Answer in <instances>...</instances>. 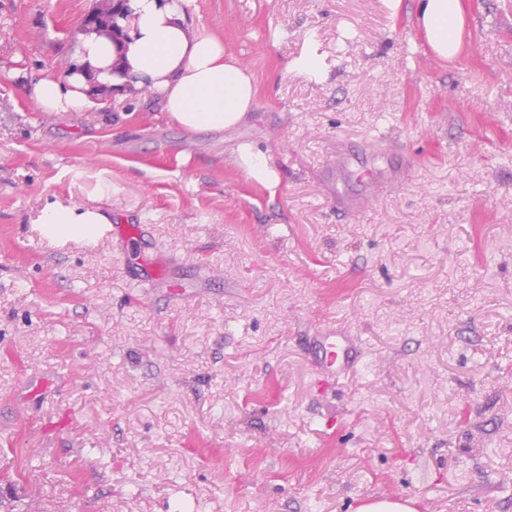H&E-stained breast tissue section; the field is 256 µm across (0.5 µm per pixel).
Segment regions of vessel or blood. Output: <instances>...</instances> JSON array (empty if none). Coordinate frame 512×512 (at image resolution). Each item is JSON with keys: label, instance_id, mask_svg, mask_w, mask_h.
<instances>
[{"label": "vessel or blood", "instance_id": "vessel-or-blood-1", "mask_svg": "<svg viewBox=\"0 0 512 512\" xmlns=\"http://www.w3.org/2000/svg\"><path fill=\"white\" fill-rule=\"evenodd\" d=\"M103 232L126 250L137 248L140 240L139 229L128 224H107ZM313 343L312 363L318 373L330 378L340 377L361 360L356 337L329 321L319 322Z\"/></svg>", "mask_w": 512, "mask_h": 512}]
</instances>
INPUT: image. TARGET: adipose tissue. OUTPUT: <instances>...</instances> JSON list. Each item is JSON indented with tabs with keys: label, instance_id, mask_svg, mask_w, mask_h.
Listing matches in <instances>:
<instances>
[{
	"label": "adipose tissue",
	"instance_id": "obj_1",
	"mask_svg": "<svg viewBox=\"0 0 512 512\" xmlns=\"http://www.w3.org/2000/svg\"><path fill=\"white\" fill-rule=\"evenodd\" d=\"M191 0H129L137 17L122 46L103 36H80L74 54L80 71L66 78H41L33 87L38 108L84 112L94 87L120 101L150 87L161 110L188 131L224 130L239 124L258 92L253 74L224 50V40L206 27L191 28ZM415 21L440 58L456 55L465 27L462 0H416ZM61 238L84 236L106 218L90 209L50 206L42 215Z\"/></svg>",
	"mask_w": 512,
	"mask_h": 512
}]
</instances>
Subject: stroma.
<instances>
[{
    "label": "stroma",
    "instance_id": "35a3bbf8",
    "mask_svg": "<svg viewBox=\"0 0 512 512\" xmlns=\"http://www.w3.org/2000/svg\"><path fill=\"white\" fill-rule=\"evenodd\" d=\"M95 0H0V471L16 512H512V0L436 57L414 0H192L258 93L190 132L105 94L43 112ZM315 57L306 72L295 63ZM265 152L266 187L239 166ZM393 181L370 194L360 174ZM142 224L167 264L50 204ZM361 339L317 375L312 330ZM468 410V426L458 413ZM31 429L17 433L18 415ZM104 215L90 209L63 206H49L43 211L42 224H51L53 234L68 238L84 236L90 232L89 224H101L104 234L116 240L124 250L135 249L140 257V270L149 276H159L162 272L160 261L138 249L140 230L129 224H111Z\"/></svg>",
    "mask_w": 512,
    "mask_h": 512
}]
</instances>
